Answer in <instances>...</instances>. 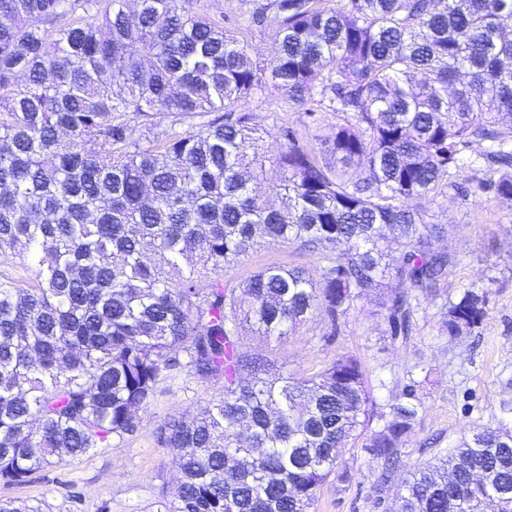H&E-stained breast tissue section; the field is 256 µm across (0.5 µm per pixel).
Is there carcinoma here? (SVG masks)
<instances>
[{"mask_svg": "<svg viewBox=\"0 0 512 512\" xmlns=\"http://www.w3.org/2000/svg\"><path fill=\"white\" fill-rule=\"evenodd\" d=\"M269 13L262 60L182 0H0V259L24 271L0 278V484L135 433L184 369L224 393L157 427L178 460L164 512H310L358 443L378 489L403 466L416 404L377 415L357 358L296 378L239 333L280 343L318 316L334 336L365 299L409 335L457 264L426 204L458 188L469 144H487L481 188L512 203V0H254V22ZM271 88L336 113L329 149L284 127L268 154L245 105ZM259 239L344 249L317 280L270 265L224 282ZM484 318L466 287L442 324ZM406 474L398 512H512V431Z\"/></svg>", "mask_w": 512, "mask_h": 512, "instance_id": "obj_1", "label": "carcinoma"}]
</instances>
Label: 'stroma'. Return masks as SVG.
I'll return each instance as SVG.
<instances>
[{"instance_id": "1", "label": "stroma", "mask_w": 512, "mask_h": 512, "mask_svg": "<svg viewBox=\"0 0 512 512\" xmlns=\"http://www.w3.org/2000/svg\"><path fill=\"white\" fill-rule=\"evenodd\" d=\"M193 8L248 30L252 54L271 56V27L255 25L244 0H193ZM247 109L269 151L278 149L284 125L316 150H326L332 142L335 113H308L274 90L251 99ZM453 178L466 186L467 196L448 194L427 210L435 223L447 225L440 245L458 263L437 296L420 303L410 339L392 337L374 304L358 300L335 327L314 317L272 347L279 369L296 377L317 374L344 353L357 357L379 413H389L404 393L414 392L421 409L404 445L409 462L448 452L480 426L512 430V414L501 411L502 401L512 400V205L481 192L479 172L461 169ZM272 264L301 267L316 278L324 253L264 243L224 270V279L235 284ZM470 285L485 290L486 317L470 334L450 337L441 329L442 312ZM223 389V381L179 372L140 411L135 434L111 440L93 455L54 463L27 484L0 485V500L37 505L43 512H160L174 493L175 462L169 449L156 445L157 426L171 415L193 412L219 398ZM342 467L349 480L324 484L312 512H393L400 485L394 482L377 491L379 468L361 447L346 450Z\"/></svg>"}]
</instances>
